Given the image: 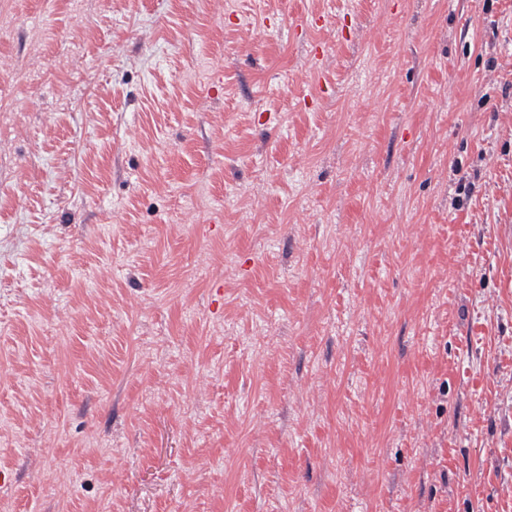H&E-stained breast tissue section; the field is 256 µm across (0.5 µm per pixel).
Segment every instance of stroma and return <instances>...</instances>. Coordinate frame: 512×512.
Returning a JSON list of instances; mask_svg holds the SVG:
<instances>
[{
	"mask_svg": "<svg viewBox=\"0 0 512 512\" xmlns=\"http://www.w3.org/2000/svg\"><path fill=\"white\" fill-rule=\"evenodd\" d=\"M0 96V512H512V0H0Z\"/></svg>",
	"mask_w": 512,
	"mask_h": 512,
	"instance_id": "1",
	"label": "stroma"
}]
</instances>
